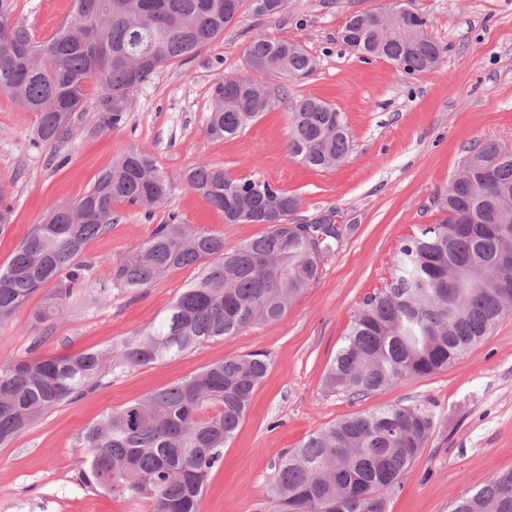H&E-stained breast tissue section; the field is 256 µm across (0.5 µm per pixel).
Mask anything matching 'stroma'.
Here are the masks:
<instances>
[{
  "mask_svg": "<svg viewBox=\"0 0 512 512\" xmlns=\"http://www.w3.org/2000/svg\"><path fill=\"white\" fill-rule=\"evenodd\" d=\"M384 2L285 0L272 19L244 11L200 55L152 74L118 128L100 130L102 92L89 84L85 109L59 144L34 142L35 113L0 95V188L14 208L12 224L0 233V267L49 208L83 196L127 149L149 154L172 181L168 200L152 214L113 205L111 227L81 256L89 284L71 290L60 316L45 323L36 317L55 290L50 284L0 322V365L83 351L119 354L123 340L158 319L199 274L190 266L137 292L113 287L112 267L169 214L223 234L229 249L265 232L262 224L225 223L188 188L185 177L200 164L232 178L260 176L298 196L289 223L328 216L344 228L337 250L322 258L318 280L281 321L253 323L174 362L107 374L81 399L48 411L0 446V512H151L148 501L83 484L76 437L111 411L255 351L267 354V375L212 471L198 512H269L267 491L286 451L329 423L387 405L419 404L434 417L427 447L385 493L388 512H450L490 476L512 469V314L440 373L361 400L329 393L323 383L364 298L389 282L402 239L438 220L432 198L460 171L470 144L488 139L512 147V0H404L446 49L434 70L412 75L382 59L361 60L339 38L352 14ZM72 7L73 0H16L13 16L43 41ZM255 39L299 43L317 69L299 82L269 77L270 85H286L287 101L240 134L211 139L206 124L214 88L244 72V49ZM304 96L342 112L352 141L343 163L316 170L288 156L290 103Z\"/></svg>",
  "mask_w": 512,
  "mask_h": 512,
  "instance_id": "stroma-1",
  "label": "stroma"
}]
</instances>
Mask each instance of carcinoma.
I'll use <instances>...</instances> for the list:
<instances>
[{
	"mask_svg": "<svg viewBox=\"0 0 512 512\" xmlns=\"http://www.w3.org/2000/svg\"><path fill=\"white\" fill-rule=\"evenodd\" d=\"M55 35L38 41L13 20L12 0H0V92L37 114L36 135L61 143L71 133L89 83L102 90L104 124L125 119L139 84L138 60L154 69L197 56L238 21L245 0H73ZM426 21L408 9L388 22L381 12L351 15L340 32L363 58H383L407 74L425 73L444 48L429 36L407 33ZM249 74L217 83L207 133L235 136L280 99L257 79L280 74L300 81L315 69L299 44L259 39L245 49ZM288 155L313 169L343 162L351 149L342 113L314 97L291 104ZM489 154L494 175L445 186L434 196L443 218L404 238L392 256L391 282L368 295L354 315L324 378L325 387L361 399L402 380L448 368L490 335L512 310V148L494 141L467 155ZM187 186L224 215L226 224H268L264 234L228 250L224 235L182 224L176 215L119 265L112 284L149 288L175 269L198 265L200 275L159 319L122 344L118 367L176 360L210 340L254 322L276 323L288 305L319 277L321 258L333 253L342 228L331 218L309 225L316 244L292 232L288 217L300 199L264 178L232 179L201 164ZM171 180L145 153L130 148L77 201L50 209L0 268V322L11 318L46 284L59 285L36 316H56L73 288L86 283L80 261L87 242L112 223L123 201L150 210L163 204ZM269 359L262 352L227 357L201 371L106 414L75 440L81 480L130 500L146 498L151 512H197V503L224 447L244 419ZM112 368L111 357L89 351L0 365V445L51 408L82 397ZM219 411L207 418L208 406ZM434 429L420 405L357 413L310 434L285 453L270 494V512H387L385 492L427 447ZM452 512H512V471L491 476L460 498Z\"/></svg>",
	"mask_w": 512,
	"mask_h": 512,
	"instance_id": "obj_1",
	"label": "carcinoma"
}]
</instances>
